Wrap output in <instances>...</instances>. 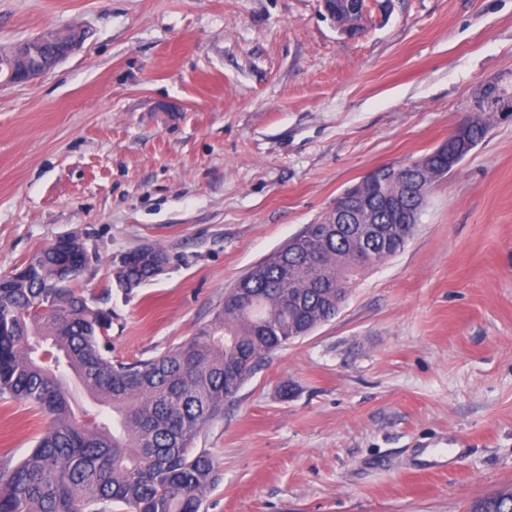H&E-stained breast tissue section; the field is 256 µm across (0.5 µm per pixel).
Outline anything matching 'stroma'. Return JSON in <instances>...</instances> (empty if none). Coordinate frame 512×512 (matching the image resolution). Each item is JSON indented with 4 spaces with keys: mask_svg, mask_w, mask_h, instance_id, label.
<instances>
[{
    "mask_svg": "<svg viewBox=\"0 0 512 512\" xmlns=\"http://www.w3.org/2000/svg\"><path fill=\"white\" fill-rule=\"evenodd\" d=\"M74 24V54L0 89V274L83 239L124 363L193 336L343 189L446 142L512 73V0H392L353 38L321 0H0V44ZM141 247L165 270L112 289ZM50 424L0 398V461ZM195 445L216 466L201 512H468L512 486V117Z\"/></svg>",
    "mask_w": 512,
    "mask_h": 512,
    "instance_id": "stroma-1",
    "label": "stroma"
}]
</instances>
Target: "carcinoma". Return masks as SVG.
<instances>
[{
  "mask_svg": "<svg viewBox=\"0 0 512 512\" xmlns=\"http://www.w3.org/2000/svg\"><path fill=\"white\" fill-rule=\"evenodd\" d=\"M432 178L405 168L408 181ZM372 222L384 235L357 242L353 222L307 224L289 245L254 266L232 288L212 322L167 352L135 363L105 355L111 312L71 285L88 271L85 242L73 236L0 275V397L22 400L53 424L28 458L0 463V512H200L215 463L194 448L199 431L224 412L261 363L338 313L355 275L396 254L415 225L377 195ZM125 295L155 278L133 250L114 262ZM81 391L112 410V423L87 418ZM473 512H512L501 491Z\"/></svg>",
  "mask_w": 512,
  "mask_h": 512,
  "instance_id": "carcinoma-1",
  "label": "carcinoma"
}]
</instances>
